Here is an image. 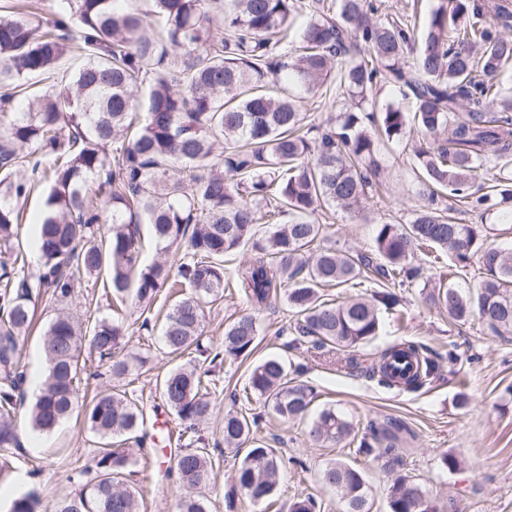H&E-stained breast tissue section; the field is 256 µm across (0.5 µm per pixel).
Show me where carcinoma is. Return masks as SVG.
Returning a JSON list of instances; mask_svg holds the SVG:
<instances>
[{
    "label": "carcinoma",
    "instance_id": "obj_1",
    "mask_svg": "<svg viewBox=\"0 0 512 512\" xmlns=\"http://www.w3.org/2000/svg\"><path fill=\"white\" fill-rule=\"evenodd\" d=\"M147 15L119 0H60L59 11L35 21L0 13V112L11 115L0 142V448H15L14 425L25 379L20 340L33 325L35 299L64 304L77 278L106 275L109 305L130 299L150 308L165 286L179 288L165 317V353L191 350L195 364L176 367L160 382L164 406L197 434L170 472L186 490L182 512H211L203 492L213 472L209 444L199 426L213 412L216 368L226 357L247 358L259 327L245 313L224 328L219 346L204 343L206 305L224 297V256L253 241L257 254L234 271L235 286L252 309L282 296L296 320L286 347L303 344L353 352L379 333V311L401 316V298L389 288L371 298L321 299L320 289L363 281L410 286L423 268L416 251L437 246L452 265L479 255L486 276L476 294L441 286L429 295L436 308L464 324L480 320L498 336L512 335V249L484 248L470 224H458L449 207L431 199L407 224L384 222L375 237L379 260L325 245L311 251L324 228L313 219L333 204L349 214L364 210L380 175L378 142L413 143L419 181L449 196L489 207L512 205V177L497 179L495 196L481 193L488 159L512 158V92L498 76L512 64V37L487 17L512 12L509 0L491 4L437 0L416 37L408 16L374 19L373 0H154ZM85 56L71 77L45 91L26 92L28 78L54 77L72 45ZM413 63H408V60ZM292 81L300 94L276 88ZM388 83L412 111L378 105L373 86ZM335 88L338 115L306 123L302 97ZM51 182L38 222V274L25 271L15 245L20 204L33 176ZM286 212L292 219L279 223ZM158 244L183 251L176 273L165 258H142L140 225ZM262 224L268 225L260 230ZM128 327L97 319L84 329L59 311L43 340L46 372L28 409L33 429L49 432L82 409L99 439L95 470L73 472V496L44 507L33 492L14 499L10 512H141L123 475L133 463L124 445L142 446L144 407L104 388L79 402L83 378L100 376L90 356L121 378L134 365L122 356ZM268 356L243 388L263 410L224 412V447H249L232 475L227 508L237 495L256 503L273 498L286 460L257 437L266 419L302 420L314 394L290 378L298 371ZM439 370V355L422 343L397 342L381 352L368 378L388 388L419 391ZM352 423L333 408L321 410L312 439L335 446ZM392 429L376 422L357 439L355 452L391 475L389 512H441L422 484L401 473L403 449ZM339 493L344 512H371L365 474L341 460L321 470ZM316 499L298 497L288 512H317Z\"/></svg>",
    "mask_w": 512,
    "mask_h": 512
}]
</instances>
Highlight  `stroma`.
I'll return each mask as SVG.
<instances>
[{"instance_id": "35a3bbf8", "label": "stroma", "mask_w": 512, "mask_h": 512, "mask_svg": "<svg viewBox=\"0 0 512 512\" xmlns=\"http://www.w3.org/2000/svg\"><path fill=\"white\" fill-rule=\"evenodd\" d=\"M376 157L380 163L381 198L371 199L365 218H357L332 206H322L326 235L337 246L368 255L375 252L379 224L408 223L416 209L424 204L429 191L416 177L414 157L406 140L379 143ZM454 216L458 223L478 227L485 245L512 247V226L504 222L502 208H476L459 202ZM415 264L426 273L413 287L399 289L405 311L403 323L381 314L379 336L357 355L356 366H349L343 351L316 349L286 350L285 331L294 317L285 299H278L258 311L260 325L258 346L245 359H225L218 376L214 411L200 429L208 443L222 438L227 398L233 388L243 387L251 368L263 357L287 354L304 366L298 382L310 385L317 393L314 410L335 408L346 416L355 432H363L372 421L399 420L404 430L399 445L405 448V469L441 503H453L456 512H512V336L500 338L479 321L458 325L447 313L439 311L427 295L440 285L439 274L430 257L419 254ZM169 310L156 302L150 310L151 326L143 328L140 310L127 305L129 324L128 351L147 357V365L132 372L130 386L142 401L154 427L155 444L149 466L134 465L128 482L142 499L146 512H179L184 489L168 474L181 447L177 440L180 420L163 406L155 392V381L172 367L173 360L163 353L160 328ZM250 307L233 289H225L223 300L206 307L205 332L222 340L224 327ZM419 341L440 354L454 352L455 364L443 365L441 376L416 392L400 391L378 385L363 374L364 367L388 345L402 340ZM19 438L12 451L15 473L11 481L0 483L24 485L43 503H52L74 494L72 471L93 465L96 444L85 429L82 418H71L49 433L33 431L25 410L15 418ZM310 420L283 423L267 421L259 435L284 456L304 460L306 469L290 468L283 472L275 498L277 512H287L297 497H314L321 512H343L335 490L324 485L319 473L329 462L341 459L363 470L372 488V512H387L388 478L373 459L354 454L349 448H325L309 438ZM458 455L459 470L444 468V454ZM240 458L235 450L214 455V469L206 489L213 502V512H228L226 497L232 488V473Z\"/></svg>"}]
</instances>
